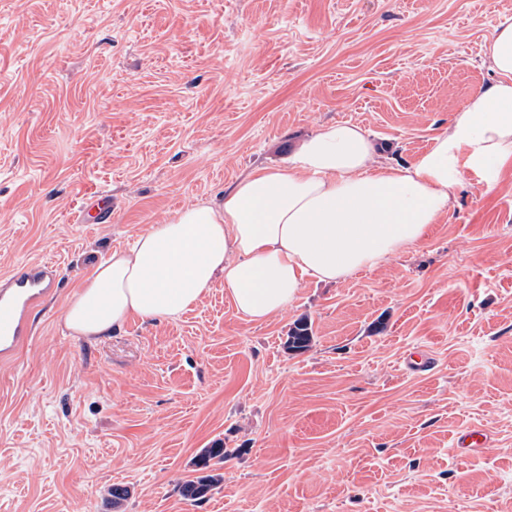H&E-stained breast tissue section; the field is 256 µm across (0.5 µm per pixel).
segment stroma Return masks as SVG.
I'll return each mask as SVG.
<instances>
[{"label":"stroma","mask_w":512,"mask_h":512,"mask_svg":"<svg viewBox=\"0 0 512 512\" xmlns=\"http://www.w3.org/2000/svg\"><path fill=\"white\" fill-rule=\"evenodd\" d=\"M506 16L512 0H0V274L63 277L0 363V512H512V168L490 192L464 176L420 243L307 280L265 323L219 279L100 341L62 324L112 250L324 125L410 162L490 81ZM93 190L111 223L77 222ZM420 347L433 371L405 372ZM469 426L494 440L463 457ZM219 441L221 482L185 498Z\"/></svg>","instance_id":"35a3bbf8"}]
</instances>
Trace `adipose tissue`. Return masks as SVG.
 Segmentation results:
<instances>
[{"mask_svg":"<svg viewBox=\"0 0 512 512\" xmlns=\"http://www.w3.org/2000/svg\"><path fill=\"white\" fill-rule=\"evenodd\" d=\"M484 55L492 81L410 163L380 162L357 124L325 126L283 163L237 181L222 207H183L114 250L67 300L66 330L96 341L134 316L177 317L219 278L237 311L261 323L292 304L305 280L335 283L415 246L464 175L492 190L512 163V17Z\"/></svg>","mask_w":512,"mask_h":512,"instance_id":"ef3b65f1","label":"adipose tissue"}]
</instances>
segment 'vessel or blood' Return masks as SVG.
<instances>
[{
    "instance_id": "b4317fda",
    "label": "vessel or blood",
    "mask_w": 512,
    "mask_h": 512,
    "mask_svg": "<svg viewBox=\"0 0 512 512\" xmlns=\"http://www.w3.org/2000/svg\"><path fill=\"white\" fill-rule=\"evenodd\" d=\"M78 222L108 224L112 221V201L100 192L92 196L78 215ZM61 284L60 269L50 261H30L0 275V360L11 359L30 335V316L43 299ZM490 439L489 431L481 426L468 428L459 434L457 444L468 455L483 448Z\"/></svg>"
}]
</instances>
